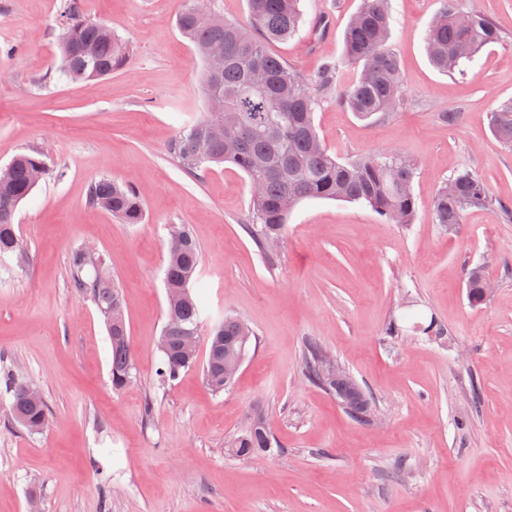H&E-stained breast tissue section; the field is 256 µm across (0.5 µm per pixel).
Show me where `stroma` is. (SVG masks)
Returning a JSON list of instances; mask_svg holds the SVG:
<instances>
[{
	"label": "stroma",
	"instance_id": "obj_1",
	"mask_svg": "<svg viewBox=\"0 0 512 512\" xmlns=\"http://www.w3.org/2000/svg\"><path fill=\"white\" fill-rule=\"evenodd\" d=\"M191 0H81L89 21L126 40L127 67L91 83L59 79L60 0H0V165L40 155L46 176L16 213L20 255L0 262V373L36 387L48 422L31 434L0 407V512H512V219L473 209L435 223L431 204L474 171L512 208V144L490 117L512 100V0L478 5L501 30L466 76L436 70L425 36L441 0H391L389 49L404 98L366 122L323 92L314 118L337 156L400 153L417 164L414 224L369 207L305 200L275 259L248 236L247 176L233 166L186 173L169 142L207 110L202 60L176 23ZM361 0H301L305 22L272 51L301 76L340 60ZM132 182L145 221L89 205L90 184ZM202 254L193 293L211 314L255 333L231 386L201 367L160 382L169 228ZM90 247L119 283L135 377L110 381V340L73 286L72 255ZM493 284L471 307L470 270ZM443 333H386L404 306ZM315 340L372 397L354 422L301 370ZM262 414L278 451L240 458L225 443Z\"/></svg>",
	"mask_w": 512,
	"mask_h": 512
}]
</instances>
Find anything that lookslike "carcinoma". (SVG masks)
I'll use <instances>...</instances> for the list:
<instances>
[{
  "mask_svg": "<svg viewBox=\"0 0 512 512\" xmlns=\"http://www.w3.org/2000/svg\"><path fill=\"white\" fill-rule=\"evenodd\" d=\"M248 5V27L222 16L201 26L188 9L179 16L180 33L194 45L200 57H205L210 46L224 45L223 68L215 77L204 70L202 83L205 91L213 82L224 90V126L214 130L203 116L179 131L170 141L169 150L180 167L198 176L212 164L228 163L246 174L250 188L257 189V193L252 195L245 229L266 255L267 239L283 238L290 212L283 210L281 203L290 196L297 203L306 199L361 203L393 224L413 223L417 212L412 191L414 163L394 152L342 160L326 148L314 123L320 93L335 82L344 66L356 68L354 79L337 90L345 107L362 120L395 114L404 88L399 60L387 47L393 21L390 0H363L345 30L341 60L325 64L307 79L267 49L268 42L286 41L300 31L304 23L300 0H248ZM60 25L61 73L66 80L98 81L128 65L129 44L115 34L105 35L96 23L85 20L77 0H65ZM500 39L497 28L483 12H463L457 7V0H443L428 28L427 52L435 67L452 74L461 70L482 47ZM491 127L500 141L512 144V101L492 112ZM38 171H45L41 158L20 154L13 159L11 181L0 187V260L19 254L15 214L18 204L36 187L34 174ZM88 200L124 224L144 222L142 200L130 182L100 179L91 184ZM491 204L483 180L465 170L437 191L433 216L437 224H461L468 209ZM201 261L200 248L189 230L182 225L171 227L165 291L179 294L190 287L198 279ZM72 266L74 287L94 302L108 326L112 387L120 391L131 382L134 369L120 287L101 262L91 275H85L87 265L78 251L72 256ZM483 278L485 274L479 268L467 275V297L475 308L486 300ZM206 320L210 327L204 379L213 391L226 390L224 359L248 354L246 337L252 336V332L232 315H205L190 294L174 305H166L163 335L167 341L160 347L158 372L162 381H173L195 365L197 356H186L182 345L188 336H202ZM406 329L440 334L435 318L425 325L412 312L393 318L386 333L392 336ZM325 357L318 343L307 342L302 357L305 377L335 395L356 422L367 423L369 398L359 386L336 388L324 372ZM3 384L11 419L30 432L41 431L47 414L35 388L17 381L10 373L3 375ZM271 448L273 436L260 414L228 443V450L243 458Z\"/></svg>",
  "mask_w": 512,
  "mask_h": 512,
  "instance_id": "carcinoma-1",
  "label": "carcinoma"
}]
</instances>
